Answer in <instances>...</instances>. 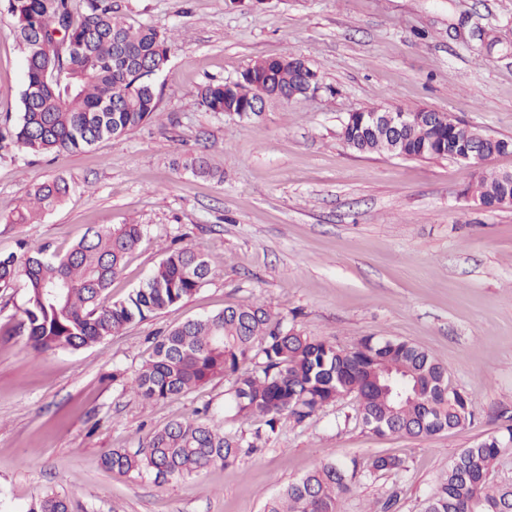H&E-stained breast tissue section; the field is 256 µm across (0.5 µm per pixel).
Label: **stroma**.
Instances as JSON below:
<instances>
[{"mask_svg": "<svg viewBox=\"0 0 512 512\" xmlns=\"http://www.w3.org/2000/svg\"><path fill=\"white\" fill-rule=\"evenodd\" d=\"M129 20L174 38L157 77L160 116L119 138L61 155L0 150V255L65 252L92 227L143 225L109 300L139 287L174 245L203 249L217 273L195 294L78 350L34 352L16 332L25 289L0 291V512L39 494L72 512H261L314 467L365 470L378 456L405 470L360 478L343 512L395 495L420 512L465 448L512 416V208L476 206L474 169L448 159L360 154L340 136L349 112L385 106L446 112L512 139V0H112ZM0 5V116L19 119L24 55ZM292 52L318 90L251 119L209 112L196 97L262 57ZM224 174L184 169L198 152ZM66 201L14 223L34 185L58 174ZM261 302L306 335L343 348L366 336L431 352L471 403V423L431 437L379 436L348 396L302 423L282 420L262 449L228 466L161 482L108 471L112 449L210 414L251 433L224 406L227 377L184 396L144 401L130 387L172 328L228 305Z\"/></svg>", "mask_w": 512, "mask_h": 512, "instance_id": "1", "label": "stroma"}]
</instances>
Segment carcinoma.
<instances>
[{
  "mask_svg": "<svg viewBox=\"0 0 512 512\" xmlns=\"http://www.w3.org/2000/svg\"><path fill=\"white\" fill-rule=\"evenodd\" d=\"M13 18L10 35L26 61L21 116L0 120V148L29 155L60 156L99 141L129 134L158 116L154 78L169 60L171 40L145 23H132L112 0H6ZM78 48L68 56L67 47ZM242 77L263 90L265 102L304 96L318 74L302 58H263ZM209 112L248 119L255 95L238 81L209 83L198 90ZM369 107L349 114L342 138L362 154L403 159H451L477 146L487 159L512 153V139L479 142L469 126H431L427 110L396 129L373 123ZM194 174L215 178L208 158L185 163ZM69 180L58 175L33 187L15 224H30L68 197ZM468 195L485 209L512 207V173L477 167ZM140 224H122L85 235L63 254L40 248L23 257L0 256V289L22 278L26 300L19 334L36 351L77 350L119 333L128 325L194 294L215 275L202 249H168L149 278L125 298L107 302L112 281L142 242ZM245 363L249 368H242ZM231 377L235 416L263 421L251 437L227 434L212 419L171 423L149 434L134 450L114 449L103 464L122 474L152 472L164 480L199 473L216 463L235 462L242 449L267 441L284 418L302 423L321 407L347 395L357 400L356 419L377 435L430 437L450 432L472 417L471 403L451 385L446 367L404 340L367 336L341 348L304 334L261 303L227 306L189 320L158 340L150 360L131 381L146 401L175 399L217 375ZM512 444V427L472 448L448 465L423 500L421 512H512V483L492 478ZM404 461L375 458L368 475L401 471ZM356 473L328 462L315 467L269 499L262 512H341ZM28 512H70L69 500L54 492L38 495Z\"/></svg>",
  "mask_w": 512,
  "mask_h": 512,
  "instance_id": "1",
  "label": "carcinoma"
}]
</instances>
